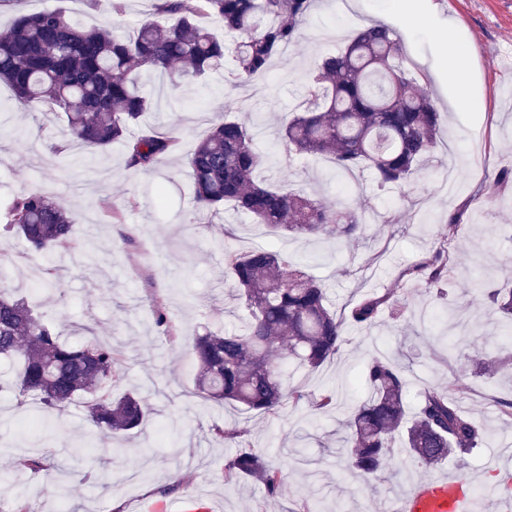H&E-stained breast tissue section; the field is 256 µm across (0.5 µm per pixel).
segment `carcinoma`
Wrapping results in <instances>:
<instances>
[{"label":"carcinoma","mask_w":512,"mask_h":512,"mask_svg":"<svg viewBox=\"0 0 512 512\" xmlns=\"http://www.w3.org/2000/svg\"><path fill=\"white\" fill-rule=\"evenodd\" d=\"M311 2L163 0L152 3L130 38L108 27L81 26L62 8L21 13L0 31V81L12 89L21 109L54 104L65 115L71 140L87 154L121 141L127 166L150 170L173 153L177 141L163 133L131 135L150 106L141 72H164L178 89L220 70L229 51L236 80L264 84L272 59L302 38ZM208 18L223 23L224 36L205 24ZM406 63L404 45L392 29L382 24L359 29L306 74L300 110L281 132L285 152L327 157L341 185L365 167L382 189L410 186L423 160L435 153L440 115ZM267 160L250 127L232 118L214 122L187 157L196 209L217 217L231 205L275 235L338 246L365 232L366 215L344 201L328 206L314 195L259 180L257 172ZM4 222L34 255L81 249L66 211L37 191L14 197ZM224 270L246 317L222 334L207 331L192 338L198 395L277 416L286 406L303 403L315 413L335 409L336 389L307 393L291 384L288 365L316 372L347 344L348 327L372 325L386 311L397 322L406 320L403 285L438 288L448 283L452 265L442 243L402 270L394 287L361 299L346 317L330 309L323 281L273 249H226ZM474 288L482 305L502 317L497 372L512 370V280L498 288L477 281ZM1 359L13 364L21 403L36 399L47 408H64L82 398L97 429L117 438L147 416L139 396L114 397L107 389L122 370L118 350L62 342L24 299L2 293ZM363 378L368 396L349 409L345 421L341 458L346 468L376 476L392 456L396 437L424 465L463 464L487 444L485 429L461 410L451 390L427 386L411 408L404 370L379 356L367 360ZM213 431L246 444L245 432L234 425L217 424ZM226 470L256 479L272 497L285 481L279 467L252 450L236 455Z\"/></svg>","instance_id":"1"}]
</instances>
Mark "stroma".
Returning <instances> with one entry per match:
<instances>
[{
  "instance_id": "obj_1",
  "label": "stroma",
  "mask_w": 512,
  "mask_h": 512,
  "mask_svg": "<svg viewBox=\"0 0 512 512\" xmlns=\"http://www.w3.org/2000/svg\"><path fill=\"white\" fill-rule=\"evenodd\" d=\"M345 17L316 0L297 45L276 55L267 85H239L231 78L233 57L223 70L172 91L166 77L143 76L151 100L138 128L156 130L178 141L174 155L141 172L125 165V146L116 142L87 157L66 142L65 123L55 110L24 111L0 83V207L21 193L37 190L66 211L82 250L31 256L24 241L0 223V292L24 298L61 340L103 343L119 350L123 377L114 396L135 388L149 416L130 438L100 434L81 403L45 412L47 430L27 436L23 420L31 413L10 393L0 394V484L10 487L11 512L31 504L36 512H165L185 503V512H389L392 501L424 475L454 470L446 461L424 467L396 453L375 478H364L340 462L350 405L366 397L360 386L372 352L401 364L413 388L453 386L458 401L490 436L488 447L464 469L482 490L497 474H512V420L502 416L496 398L512 399V378L485 380L462 374L461 362L438 341L448 331V315L463 317L467 328L455 341L465 353L492 352L497 317L476 308L472 282L512 275V188L495 194L500 172H512V0H426L422 12L405 16L401 0H357ZM64 5L85 27L108 26L133 33L150 10L147 0H128L114 15L105 0H6L0 27L21 13ZM394 16L395 30L408 53L407 66L428 83L444 129L440 161L424 166L410 193L377 187L369 169L356 171L359 188L350 204L366 211L367 235L352 238L335 252L302 239L273 235L267 227L234 211L207 219L194 208L186 159L211 121L230 110L242 122L258 124V142L269 155L268 178L316 191L329 205L343 190L327 163L287 157L277 140L279 125L299 106L296 84L322 57L340 49L366 20ZM469 47L461 65L485 110H453L448 86V42ZM123 205L113 222L103 201ZM461 229L450 244L455 271L447 301L423 288L406 297L413 310L434 311V320L398 330L390 316L352 328L340 354L313 374L297 372L295 382L315 391L335 387L339 405L314 416L307 408H286L277 418L254 416L195 394V360L190 341L205 331L238 324L242 315L224 275V249L257 244L309 263L329 288L336 314L358 300L392 287L400 270L418 263L444 239L449 217ZM52 266L53 291L34 286L30 271ZM162 306L177 334L169 340L155 322ZM238 423L253 448L283 470L276 496L254 480L227 478L225 466L239 452L235 442L214 434V424ZM60 453L47 460L53 482L29 469L46 448ZM95 468L112 475L103 489L82 481L79 472Z\"/></svg>"
}]
</instances>
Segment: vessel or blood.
Segmentation results:
<instances>
[{
  "label": "vessel or blood",
  "mask_w": 512,
  "mask_h": 512,
  "mask_svg": "<svg viewBox=\"0 0 512 512\" xmlns=\"http://www.w3.org/2000/svg\"><path fill=\"white\" fill-rule=\"evenodd\" d=\"M393 512H512V497L492 488L476 498L471 483L458 472L425 476L394 503Z\"/></svg>",
  "instance_id": "b4317fda"
}]
</instances>
